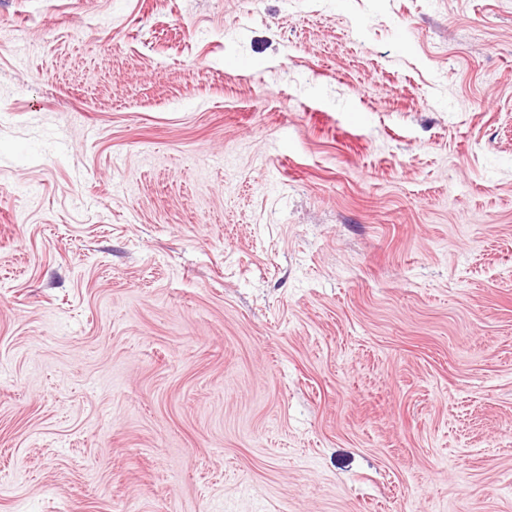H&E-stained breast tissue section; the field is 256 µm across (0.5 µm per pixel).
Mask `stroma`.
Segmentation results:
<instances>
[{
  "instance_id": "1",
  "label": "stroma",
  "mask_w": 512,
  "mask_h": 512,
  "mask_svg": "<svg viewBox=\"0 0 512 512\" xmlns=\"http://www.w3.org/2000/svg\"><path fill=\"white\" fill-rule=\"evenodd\" d=\"M0 512H512V0H0Z\"/></svg>"
}]
</instances>
